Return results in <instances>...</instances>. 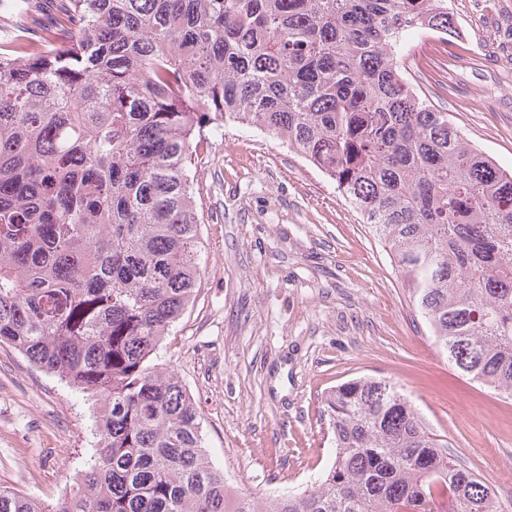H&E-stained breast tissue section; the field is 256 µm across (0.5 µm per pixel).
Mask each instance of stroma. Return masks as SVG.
Wrapping results in <instances>:
<instances>
[{
  "label": "stroma",
  "instance_id": "obj_1",
  "mask_svg": "<svg viewBox=\"0 0 512 512\" xmlns=\"http://www.w3.org/2000/svg\"><path fill=\"white\" fill-rule=\"evenodd\" d=\"M448 19L449 33L408 36L409 79L512 170V0H448ZM197 153L202 274L157 362L193 395L230 496L305 489L334 458L327 393L370 375L402 388L512 512V400L449 364L335 183L233 121ZM94 412L1 346L0 486L53 506L89 462Z\"/></svg>",
  "mask_w": 512,
  "mask_h": 512
}]
</instances>
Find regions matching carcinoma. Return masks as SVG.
Masks as SVG:
<instances>
[{
  "label": "carcinoma",
  "mask_w": 512,
  "mask_h": 512,
  "mask_svg": "<svg viewBox=\"0 0 512 512\" xmlns=\"http://www.w3.org/2000/svg\"><path fill=\"white\" fill-rule=\"evenodd\" d=\"M0 345L99 405L91 464L47 509L499 512L372 376L325 399L336 455L303 491L227 499L179 377L153 363L201 266L193 151L221 121L288 144L389 250L463 376L512 399V171L404 77L448 0H0Z\"/></svg>",
  "instance_id": "obj_1"
}]
</instances>
